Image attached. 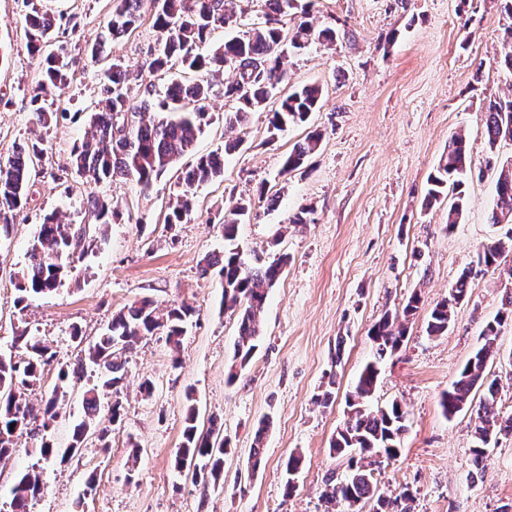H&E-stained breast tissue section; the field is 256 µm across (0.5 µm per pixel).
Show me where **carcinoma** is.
Masks as SVG:
<instances>
[{
  "label": "carcinoma",
  "instance_id": "cac0c4a2",
  "mask_svg": "<svg viewBox=\"0 0 512 512\" xmlns=\"http://www.w3.org/2000/svg\"><path fill=\"white\" fill-rule=\"evenodd\" d=\"M250 0H152L153 27L158 32V49L150 52L146 67L152 73L165 75L179 66L190 78L173 80L163 96L151 97L140 83L142 67L132 66L113 58L106 46L132 32L141 22L147 0H113L112 12L104 29L88 49L87 56L104 70L108 83L100 91L90 113V132L73 146L68 164L78 175L93 185L125 180L145 190L162 177L173 173L181 187L175 202L168 208L164 223L171 226L187 221L196 209V189L213 182L224 174L222 154L239 148L240 142L224 145V153L213 151L200 155L187 167L178 166L185 156L195 152L196 141L210 126L214 114L206 107L214 94L213 76L221 70L235 73V79L224 83V97L235 102L231 111L221 116L230 129L247 124L254 112L268 113L270 140L288 130L291 125L307 122L319 108L322 89L316 84L283 91L286 78L284 47L300 50L313 39L333 43L340 30L325 27L314 30L309 21L313 0L301 7V17L291 28L284 18L294 8V0H262L264 21L247 31L224 40L208 50L204 46L217 29L238 25L245 10L242 2ZM27 47L40 59L43 79L33 91L30 103L39 121L47 124L54 117L45 106V90L67 85L77 59L64 49H53L58 26L55 16L44 11L37 0H24ZM489 146L485 167L497 174L496 208L490 222L505 227L493 242L482 246L477 264L497 270L512 254V162H499L495 149L499 142H512V98H493L483 112ZM323 133L312 130L305 141L293 146L285 158L282 173L288 175L301 169L322 140ZM44 156L37 143L20 147L0 166V247L10 239L15 213L28 203L29 188L37 176L36 165ZM471 169L465 139L454 136L448 142V153L430 177L425 205L453 197L448 207V227L458 223L462 214L463 178ZM255 204L240 199L220 219L224 235V251L205 260L202 274L212 272L222 286L221 307L235 315L237 336L227 370V382L233 383L250 363L261 336L259 315L268 294L280 279L287 257L280 255L265 262L247 261L237 243L239 224L253 216ZM123 217L119 208L98 196L91 201L94 224L117 223ZM86 237L82 226L64 224L55 214L46 215L40 224L30 250L28 262L16 278V303L21 304L35 295L55 291L62 285L71 260L84 249ZM472 269L462 270L449 297L432 308L426 331L431 336L448 332L453 305L464 300L470 288ZM420 296L411 294L402 305L401 314L384 313L370 328L369 339L374 360L367 363L356 378L347 398L348 419L330 441L329 451L348 458L349 475L326 481L325 502L343 505L346 512H360L358 506L371 504V512H409L399 508L398 500H387L376 493L371 466L377 458L395 459L401 452V439L406 431L407 412L393 401L377 410L367 408L374 392L379 364L402 346L406 328L398 322L418 310ZM195 309L188 304L174 306L159 316L154 301L144 297L132 302L112 316L104 333L84 349L79 364L94 366V384L84 392V418L73 427L72 443L66 452L72 454L84 442L88 433L96 434L104 448L109 447V428L100 419V397L107 392L117 395L126 375V354L141 340L163 334L171 349L180 346L181 337ZM512 322V294L507 297L504 311L488 322L482 331L483 343L460 370L440 401L443 413L449 417L471 404V394L485 388V396L477 409L473 435L474 463L479 466L486 448L503 431L512 433V418H500L496 407L497 382L488 380L486 368L497 354L500 328ZM14 347L24 351L19 359L0 357V459L15 449L14 437L29 430L42 417L41 426L48 429L60 413L65 396L64 384L70 367L59 368V383L44 399L43 407L34 410L22 389L37 386L42 380L44 365L55 356L50 345L36 336L21 332L14 337ZM227 441L223 427L211 421L207 430L196 425V408L186 417L182 443L174 457L175 469L192 470L197 484L219 483L224 471ZM40 473L31 469L21 473L10 489L12 512H28L29 502L41 493Z\"/></svg>",
  "mask_w": 512,
  "mask_h": 512
}]
</instances>
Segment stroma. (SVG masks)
<instances>
[{
  "mask_svg": "<svg viewBox=\"0 0 512 512\" xmlns=\"http://www.w3.org/2000/svg\"><path fill=\"white\" fill-rule=\"evenodd\" d=\"M42 3L61 20L57 44L76 57L96 40L113 6L112 0ZM24 14L23 0H0V164L17 146L37 141L44 149L43 173L10 243L0 248V354H11L14 336L24 330L51 345L55 361L46 365L40 386L27 392L39 407L59 364L78 362L73 328L93 340L113 314L145 297L159 314L186 303L196 316L179 353L156 335L129 354L118 397L124 418L113 425L109 448L91 436L65 461L40 460L42 440L68 447L83 415L89 374L76 373L67 405L45 435L19 437L15 452L0 460V512L9 508L18 475L36 463L43 493L30 512H325L327 477L348 473L346 458L330 456L329 444L348 417L351 383L372 355L368 330L414 293L419 309L406 321L405 340L383 364L371 397L372 407L396 400L408 412L400 455L374 467L377 490L390 499L409 492L411 512H512V434L492 441L483 472H476L474 411L468 407L449 418L440 406L512 292L511 278L472 264L477 249L501 233L489 221L496 187L494 172L485 167L482 121L489 99L512 97V73L498 65L512 52L503 39L512 18L498 0H315L316 27L351 33L331 47L315 41L286 54L289 87L320 85V109L274 140L263 112L252 113L236 132L220 122L208 127L199 153L221 150L238 136L243 143L225 157L223 177L198 188L191 219L171 227L163 220L179 192L174 178L143 192L120 180L92 186L71 171L69 153L89 130L104 77L92 67H76L68 87L46 98L55 119L40 124L30 93L42 72L27 49ZM156 46L147 16L109 51L139 64ZM315 128L324 137L306 170L281 175L285 156ZM456 134L464 136L476 174L465 184L464 211L450 229L446 205L426 206L425 195ZM261 192L276 203L261 204L257 218L240 225L239 241L248 255L267 261L284 253L290 261L260 316V345L230 384L226 367L236 320L221 307L218 280L202 277L201 262L224 248L222 230L212 222L217 211L228 208L231 197ZM94 194L117 203L122 222L102 231L90 227L63 284L17 306L16 274L44 215L87 224ZM304 206L312 208V222L292 223ZM467 266L468 295L454 305L447 333L428 335L431 309ZM497 346L487 372L498 383L500 415L508 418L512 323L502 327ZM145 379L154 384L147 398L138 391ZM331 379L336 398L325 407L316 397ZM191 403L198 426L218 417L229 441L224 478L215 489L195 486L173 467ZM264 418L270 422L264 460L251 473L255 429ZM135 445L140 460L132 470L127 459ZM297 450L305 465L289 494L285 463Z\"/></svg>",
  "mask_w": 512,
  "mask_h": 512,
  "instance_id": "35a3bbf8",
  "label": "stroma"
}]
</instances>
